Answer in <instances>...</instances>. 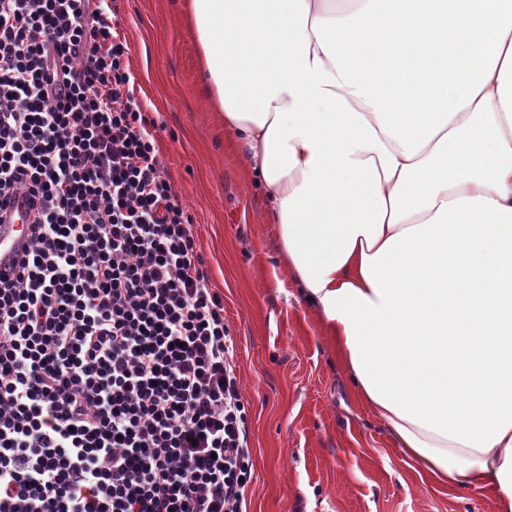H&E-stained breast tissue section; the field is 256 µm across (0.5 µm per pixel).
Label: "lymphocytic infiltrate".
I'll use <instances>...</instances> for the list:
<instances>
[{"instance_id":"lymphocytic-infiltrate-1","label":"lymphocytic infiltrate","mask_w":512,"mask_h":512,"mask_svg":"<svg viewBox=\"0 0 512 512\" xmlns=\"http://www.w3.org/2000/svg\"><path fill=\"white\" fill-rule=\"evenodd\" d=\"M103 0H0V512H249L224 304ZM32 202L29 197H19L12 201L6 213L2 211L0 225V272L9 270L13 260L31 250L26 233L21 232L24 224L31 222Z\"/></svg>"}]
</instances>
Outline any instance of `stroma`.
<instances>
[{
	"instance_id": "1",
	"label": "stroma",
	"mask_w": 512,
	"mask_h": 512,
	"mask_svg": "<svg viewBox=\"0 0 512 512\" xmlns=\"http://www.w3.org/2000/svg\"><path fill=\"white\" fill-rule=\"evenodd\" d=\"M118 11L135 94L160 128L167 175L235 338L250 512H490L488 491L448 492L394 448L298 301L264 199L206 94L184 0H120Z\"/></svg>"
}]
</instances>
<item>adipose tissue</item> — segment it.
<instances>
[{
	"label": "adipose tissue",
	"instance_id": "obj_1",
	"mask_svg": "<svg viewBox=\"0 0 512 512\" xmlns=\"http://www.w3.org/2000/svg\"><path fill=\"white\" fill-rule=\"evenodd\" d=\"M229 146L360 402L512 512V0H186Z\"/></svg>",
	"mask_w": 512,
	"mask_h": 512
}]
</instances>
